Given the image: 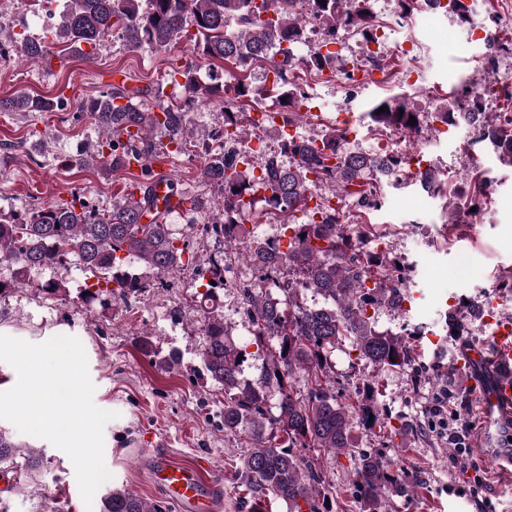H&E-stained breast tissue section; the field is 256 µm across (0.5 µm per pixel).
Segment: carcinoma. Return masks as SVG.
<instances>
[{
    "label": "carcinoma",
    "instance_id": "carcinoma-1",
    "mask_svg": "<svg viewBox=\"0 0 512 512\" xmlns=\"http://www.w3.org/2000/svg\"><path fill=\"white\" fill-rule=\"evenodd\" d=\"M437 9H450L457 18L470 22L471 9L465 0H431ZM372 0H67L59 23L40 39L13 40L18 58L44 66L61 54L51 49L56 43L99 44L112 31L123 33L126 45L134 50L163 49L177 44L192 46L193 60L173 69L170 79L183 78L182 88L193 98L222 96L224 139L239 140V124L233 107L253 98L249 76L236 72L229 82L204 85L197 70L215 61L235 66L250 60L265 62L276 80L267 93L279 100L286 123L306 99L299 85L291 82L294 71L341 69L344 62L335 53L317 46L304 58L292 48L308 42L310 27L346 30L358 42L375 39ZM278 50L281 60L271 56ZM142 89L112 86L80 104V111L93 120L97 130L94 154L77 158L83 166L98 158L108 172L130 169L131 163L156 156L162 149L178 156L188 145L186 133L191 118L167 107L147 112L133 100ZM54 101L15 94L0 98V112H51ZM441 117L448 120L467 110L482 109L478 99L456 94L445 103ZM385 111H380V108ZM373 124L409 135L421 132L420 114L396 97L379 101L369 112ZM417 118L410 125V117ZM486 140L499 160L512 166V117L484 113ZM338 133L316 142L302 136L283 138L280 152L261 162L260 183L246 170L244 160L232 150L205 158L203 175L223 198L206 230L224 239V246L242 250L245 258L283 285L288 305L270 299L263 281L242 287L250 306V343L268 349L264 373L256 381L243 378L245 349L224 329L219 291L224 289V254L209 261L208 282L195 300L203 319L206 344L201 356L207 378L224 393V431L242 432L250 440L251 451L243 458L239 473L252 496H272L282 501L288 512H334L336 491L327 479L319 459L297 456L294 448H309L316 455H347L353 463L354 483L366 512H391L394 499L408 495L413 486L404 482L392 464L377 453L355 450L348 407L336 397V377L331 362L336 343L353 339L356 358L377 370L410 367L415 363L407 340L376 328L378 307L400 309L409 300L408 277L401 275L399 261L363 250L374 232L372 224L342 221L343 206L336 211L317 204L309 215L321 214L318 224L293 221L284 225L281 242L268 243L245 227L253 213V202H244L257 186L264 189L262 202L269 207L284 206L292 218L304 210L312 187L318 181L333 183L338 201L357 199L359 208L380 204L377 194H367L363 183L378 179H403L401 157L386 152L338 153ZM294 155L300 162L285 167L280 156ZM421 187L433 194L449 195L446 223L456 224L464 209L482 205L486 196L478 181L467 189L448 193L445 175L427 169L418 175ZM206 201L190 199L175 183L170 194L158 196L152 169L140 168L127 192L126 201L97 214L79 192L71 198L26 213L16 224L0 214V265L13 268L9 282H0L3 292L25 284L29 270L54 266L67 272L72 259L96 282L87 285L83 301L93 304L103 297L126 299L151 286V279L181 270L186 265L187 247L180 246L168 216L183 208L202 211ZM145 262L147 272L135 273L125 266L128 255ZM313 292L329 302L316 307L306 304ZM304 386H299V382ZM279 395L278 414L267 417L272 393ZM376 383H368L358 401V418L366 429L386 435L399 431L385 423L375 404ZM21 448L0 432V467L13 464ZM100 512H162L160 506L129 490L106 489L100 498Z\"/></svg>",
    "mask_w": 512,
    "mask_h": 512
}]
</instances>
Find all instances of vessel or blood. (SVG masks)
Segmentation results:
<instances>
[{"label": "vessel or blood", "mask_w": 512, "mask_h": 512, "mask_svg": "<svg viewBox=\"0 0 512 512\" xmlns=\"http://www.w3.org/2000/svg\"><path fill=\"white\" fill-rule=\"evenodd\" d=\"M494 344L492 360L498 368L499 379L485 397L489 406L506 409L512 407V322H498L492 332ZM155 484L166 498L183 508L184 512H218L221 475L212 471L209 458H200L196 466L172 464L166 456L156 454L150 460Z\"/></svg>", "instance_id": "obj_1"}]
</instances>
